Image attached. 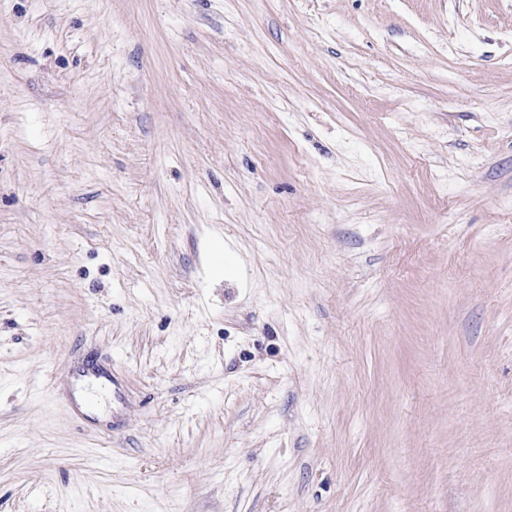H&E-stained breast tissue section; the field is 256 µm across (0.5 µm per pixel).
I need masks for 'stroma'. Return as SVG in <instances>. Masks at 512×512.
<instances>
[{"label": "stroma", "instance_id": "obj_1", "mask_svg": "<svg viewBox=\"0 0 512 512\" xmlns=\"http://www.w3.org/2000/svg\"><path fill=\"white\" fill-rule=\"evenodd\" d=\"M0 512H512V0H0ZM74 380H79L85 377H93L98 380H106L112 384V395L114 398L121 397V384L119 380L109 373L108 370L100 367L97 364H87L84 367L77 369L72 374Z\"/></svg>", "mask_w": 512, "mask_h": 512}]
</instances>
